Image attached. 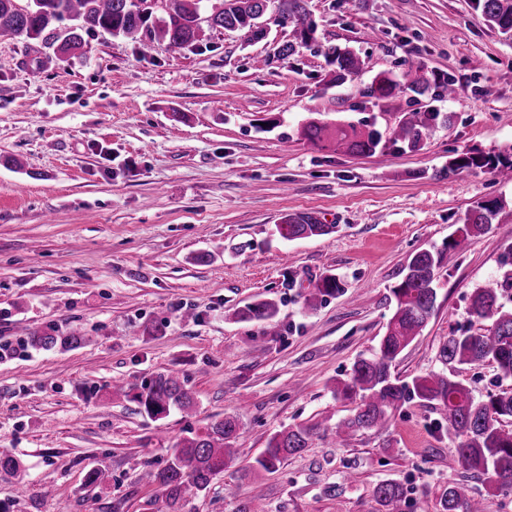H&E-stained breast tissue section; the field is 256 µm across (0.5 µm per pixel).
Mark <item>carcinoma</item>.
<instances>
[{
	"label": "carcinoma",
	"instance_id": "carcinoma-1",
	"mask_svg": "<svg viewBox=\"0 0 512 512\" xmlns=\"http://www.w3.org/2000/svg\"><path fill=\"white\" fill-rule=\"evenodd\" d=\"M148 0H29L26 7L17 0H0V34L10 35L27 44L39 42L53 50L48 60L65 61L82 54L84 35L97 29L115 37L136 39L145 34L142 43L146 54L154 40H163L174 52L190 49L202 40L204 28L245 30L254 39L267 33L271 0H219V5L206 10L205 0H163L164 15L147 7ZM287 13H277L274 22L293 27L296 42L285 45L281 53L289 57L296 45L307 46L315 40V25L309 21L305 0H285ZM481 15L486 25L512 38V0H480ZM324 57L333 66L332 81L340 86L361 69L359 56L347 47L328 46ZM413 93L442 102L454 93L453 81L445 74L409 69L403 79L377 75L366 88L365 96L378 106L398 94ZM452 115L436 108L419 107L405 113L398 126L383 132L375 124L347 123L334 130L323 122L311 120L301 127V134L315 144L354 156H371L392 144L398 149H420L426 134L436 125L449 122ZM486 169L501 180L512 175V159L501 154L463 152L448 162V170ZM503 209L500 200L479 202L464 216L459 236L451 237L442 250L423 249L412 254L404 268L400 283L392 289L396 309L390 318L377 351L359 358L346 379H336L331 392L334 397L357 402L355 413L336 427V433L348 437L360 430L383 431L390 425L392 411L405 402L418 398L435 406L440 419L459 439L458 457L462 467L483 475L498 491H512V393H489L476 400L461 382L443 373H431L410 381L391 375V367L402 352L428 325L435 310L438 269L454 260L457 249L469 238L486 233L492 220ZM336 225L324 224L312 212L293 213L275 225L280 238L293 241L335 232ZM341 286L334 276H326L304 295V307L314 309ZM512 259H504L499 273L487 285L473 291L469 314L477 322L492 321L486 332L453 334L440 350L443 364L476 366L492 364L501 378H512ZM275 302L255 300L235 313L240 320L268 321L276 317ZM86 340L80 331L64 336L47 331H33L27 343L50 350L73 349ZM139 410L161 419L171 409L191 412L195 398L185 382L172 373H158L132 394ZM238 422L232 416L215 419L203 430L184 438L174 448L166 465L142 472L140 481L153 488L154 500L162 503L161 512H179L188 496L205 491L213 478L224 472L229 463L249 456L246 448H231L228 443L237 436ZM319 424L290 427L274 433L265 450L252 458L251 470L273 473L288 457L308 448L313 431ZM22 471L17 457L0 453V474L16 476ZM373 496L378 512H404L407 489L395 480L378 484ZM479 500L469 496L468 489L456 481L448 483L439 499L438 512H474Z\"/></svg>",
	"mask_w": 512,
	"mask_h": 512
}]
</instances>
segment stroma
I'll return each instance as SVG.
<instances>
[{
    "instance_id": "1",
    "label": "stroma",
    "mask_w": 512,
    "mask_h": 512,
    "mask_svg": "<svg viewBox=\"0 0 512 512\" xmlns=\"http://www.w3.org/2000/svg\"><path fill=\"white\" fill-rule=\"evenodd\" d=\"M317 43L282 48L209 29L196 49L97 31L85 58L36 65L41 49L0 35V451L22 459L23 481L0 479L12 512H157L140 481L190 431L224 415L234 448L259 455L282 429L317 425L308 448L274 473L227 470L181 512H236L261 490L266 512H377L375 486L404 484L407 512H437L449 482H467L485 512H512V494L467 477L456 436L413 399L391 429L338 440L354 402L333 379L374 353L409 256L442 247L466 211L499 199L490 230L466 241L437 283L435 313L393 372H445L451 334L477 331L470 295L496 277L512 244V182L452 172L466 152L512 154V39L489 29L476 0H306ZM356 51L362 70L331 82L322 47ZM449 75L452 121L419 151L357 157L314 146L303 123L396 126L408 96L376 107L364 91L409 66ZM312 212L334 234L287 241L276 224ZM342 291L316 310L303 295L325 276ZM258 299L270 321H239ZM77 328L70 351L27 346V329ZM175 372L195 395L192 416L140 412L133 387ZM454 377L476 396L511 392L493 365ZM100 485L84 486L91 468ZM336 487L327 496V487ZM278 313L275 302L269 300H255L246 304L235 313V317L240 320L268 321L273 320Z\"/></svg>"
}]
</instances>
